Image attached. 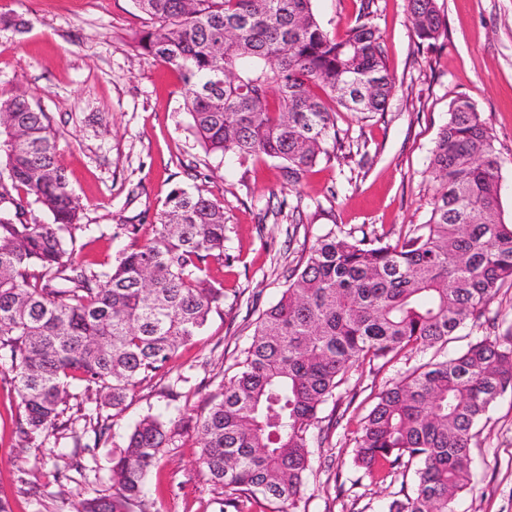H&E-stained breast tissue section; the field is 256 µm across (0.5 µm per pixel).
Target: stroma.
Here are the masks:
<instances>
[{"instance_id": "1", "label": "stroma", "mask_w": 512, "mask_h": 512, "mask_svg": "<svg viewBox=\"0 0 512 512\" xmlns=\"http://www.w3.org/2000/svg\"><path fill=\"white\" fill-rule=\"evenodd\" d=\"M448 22L437 49L420 45L406 0H373L371 21L382 38L395 92L385 111L337 114L343 140L338 159L287 184L278 161L245 165L208 156L187 129L177 72L142 55L147 20L133 0H0L21 19L0 30V93L24 90L39 99L58 132V161L83 208L88 232L77 239L78 260L109 264L129 240L122 225L147 240L173 187L200 188L224 206L230 263L213 267L237 303L212 313L205 331L180 347L170 377L185 376L169 401L164 383L132 390L123 410L99 407L95 391L74 382L82 415L72 428L22 447L24 412L0 350V496L13 512H76L81 500L109 492L110 459L135 421L148 412L197 415L241 358L252 324L274 304L304 250L330 228L355 237L394 240L424 223L433 184L431 150L453 101L468 98L496 137L502 191L500 215L512 222V0H436ZM361 0H314L323 28L343 36ZM303 208L301 223L286 210ZM424 358L416 352L388 364L360 361L320 412L311 441L312 473L296 512H382L409 489L412 473L379 482L350 464L370 393ZM106 415L107 438L84 432L83 414ZM337 427H330L332 419ZM91 444L73 466L72 432ZM200 437L188 430L152 469L151 512H219L222 494L199 462ZM473 486L458 512H512V394L493 405L474 439Z\"/></svg>"}]
</instances>
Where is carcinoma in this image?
Here are the masks:
<instances>
[{"instance_id":"obj_1","label":"carcinoma","mask_w":512,"mask_h":512,"mask_svg":"<svg viewBox=\"0 0 512 512\" xmlns=\"http://www.w3.org/2000/svg\"><path fill=\"white\" fill-rule=\"evenodd\" d=\"M415 35L446 34L436 0H407ZM157 26L141 50L182 77L188 128L204 151L242 165L267 157L297 184L341 147L336 108L385 111L395 83L371 0L337 40L313 0H134ZM57 131L24 92L0 96V350L25 412L19 434L57 427L76 394L94 386L117 409L163 371L224 305L210 262L225 254L224 207L202 192L170 191L145 243L108 266L76 260L82 209L57 159ZM428 171L430 215L391 243L329 229L258 317L238 370L207 412L172 420L148 412L112 456V493L79 512L147 508L149 475L184 431H198L200 463L224 506L292 512L311 472L317 414L360 360L445 347L480 323L512 288V223L498 214L499 162L482 113L456 99ZM45 212L50 221H42ZM512 393V328L420 364L377 392L352 464L384 481L414 467L412 490L387 512H457L473 487L472 441L498 398Z\"/></svg>"}]
</instances>
